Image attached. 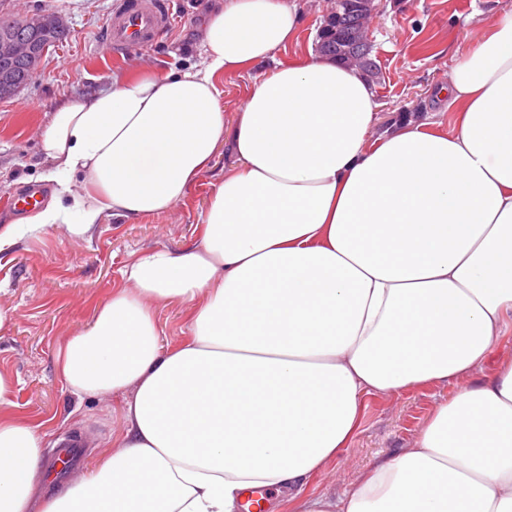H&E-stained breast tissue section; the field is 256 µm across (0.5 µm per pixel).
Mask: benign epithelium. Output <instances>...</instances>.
<instances>
[{"mask_svg":"<svg viewBox=\"0 0 512 512\" xmlns=\"http://www.w3.org/2000/svg\"><path fill=\"white\" fill-rule=\"evenodd\" d=\"M375 11L374 0H357L353 4L347 0H328L325 17L341 18L352 13L362 32ZM54 30H69L60 15H53L50 24L43 15L34 14L23 20L11 18L0 25V98L22 88L39 71Z\"/></svg>","mask_w":512,"mask_h":512,"instance_id":"obj_1","label":"benign epithelium"}]
</instances>
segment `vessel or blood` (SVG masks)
Here are the masks:
<instances>
[{
    "mask_svg": "<svg viewBox=\"0 0 512 512\" xmlns=\"http://www.w3.org/2000/svg\"><path fill=\"white\" fill-rule=\"evenodd\" d=\"M176 20L172 0H121L106 27V38L117 49H141L152 44Z\"/></svg>",
    "mask_w": 512,
    "mask_h": 512,
    "instance_id": "1",
    "label": "vessel or blood"
}]
</instances>
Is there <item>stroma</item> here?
Returning a JSON list of instances; mask_svg holds the SVG:
<instances>
[{
  "label": "stroma",
  "mask_w": 512,
  "mask_h": 512,
  "mask_svg": "<svg viewBox=\"0 0 512 512\" xmlns=\"http://www.w3.org/2000/svg\"><path fill=\"white\" fill-rule=\"evenodd\" d=\"M118 0H0V17L58 13L68 19V36L51 47L39 72L11 97L0 99V203L33 185L53 192L46 181L51 167L41 134L63 100L112 87L118 71L178 65L190 53L194 26L208 14L210 0H175L178 20L158 42L117 53L104 42ZM507 0H379L368 22L372 56L380 67L374 80L377 131L421 113H436L440 130L452 133L446 103L436 96L451 68L481 38L484 22L511 7ZM235 164L229 147H219L212 165L187 197L171 209L130 220L104 215L91 226L58 224L21 239L0 253V374L14 384L11 403L0 414L45 424L49 433L41 466L52 471L55 440L73 434L85 443L80 464L43 484L56 494L78 483L102 456L112 454L126 423L121 394L76 397L64 389L56 371L59 347L92 321L97 305L126 287L125 265L156 251L180 253L199 240L212 186ZM168 345L188 333L190 305L151 301ZM454 385L413 388L395 397L366 396L345 466H328L307 491L338 494L378 456L409 447L439 402Z\"/></svg>",
  "instance_id": "stroma-1"
}]
</instances>
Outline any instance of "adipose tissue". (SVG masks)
Listing matches in <instances>:
<instances>
[{
    "instance_id": "1",
    "label": "adipose tissue",
    "mask_w": 512,
    "mask_h": 512,
    "mask_svg": "<svg viewBox=\"0 0 512 512\" xmlns=\"http://www.w3.org/2000/svg\"><path fill=\"white\" fill-rule=\"evenodd\" d=\"M300 31L287 0H217L195 59L53 110L56 189L0 228V253L37 227L166 211L220 144L237 167L199 242L126 266L132 290L57 351L71 393L124 394L120 451L44 495L45 433L1 416L0 512H238L259 489L295 512H512V359L494 358L512 318V12L441 89L449 134L425 120L375 135L372 80L296 52ZM255 70L225 124L221 77ZM152 299L192 305L178 346ZM448 383L410 447L338 496L307 494L363 395Z\"/></svg>"
}]
</instances>
